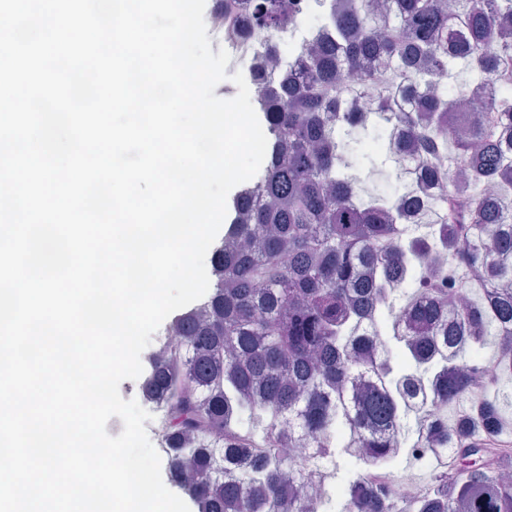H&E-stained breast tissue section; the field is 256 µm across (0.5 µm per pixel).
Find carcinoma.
<instances>
[{
	"label": "carcinoma",
	"mask_w": 512,
	"mask_h": 512,
	"mask_svg": "<svg viewBox=\"0 0 512 512\" xmlns=\"http://www.w3.org/2000/svg\"><path fill=\"white\" fill-rule=\"evenodd\" d=\"M247 2L251 26L272 31L290 0ZM268 61L285 71L257 106L265 167L232 202L211 293L168 321L143 377L163 402L171 480L196 512H305L312 473L282 448L323 438L307 453L330 473V512H399L359 466L391 470L425 433L441 462L415 512H512V457L480 462L512 408V0H342L298 68ZM487 74L494 94L465 111ZM373 92L410 110H350ZM384 131L450 191L423 206L385 188L359 151ZM399 215L421 229L404 233ZM440 251L480 277L472 298L432 275ZM370 370L377 383L360 384ZM425 385L434 411L498 389L450 428L417 415Z\"/></svg>",
	"instance_id": "1"
}]
</instances>
